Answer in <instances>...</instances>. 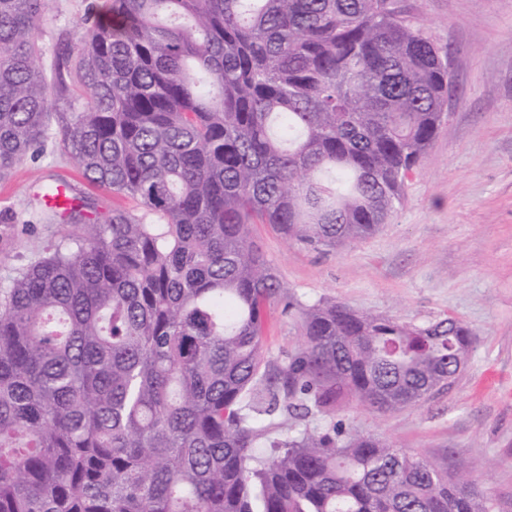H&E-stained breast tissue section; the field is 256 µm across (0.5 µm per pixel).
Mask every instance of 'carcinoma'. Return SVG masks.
<instances>
[{
  "mask_svg": "<svg viewBox=\"0 0 512 512\" xmlns=\"http://www.w3.org/2000/svg\"><path fill=\"white\" fill-rule=\"evenodd\" d=\"M48 0H0V179L60 143L92 218L0 288V512H508L471 475L337 423L417 405L456 375L459 321L295 301L250 239L364 240L402 204L445 117L449 56L393 0H105L52 73ZM296 310L288 362L265 311ZM303 341V330L297 314L285 311L283 304H272L268 311L264 336L266 358L271 362H280Z\"/></svg>",
  "mask_w": 512,
  "mask_h": 512,
  "instance_id": "1",
  "label": "carcinoma"
}]
</instances>
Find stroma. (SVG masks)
I'll use <instances>...</instances> for the list:
<instances>
[{
    "label": "stroma",
    "mask_w": 512,
    "mask_h": 512,
    "mask_svg": "<svg viewBox=\"0 0 512 512\" xmlns=\"http://www.w3.org/2000/svg\"><path fill=\"white\" fill-rule=\"evenodd\" d=\"M88 0H49L35 36L50 68ZM447 47L454 86L447 115L405 200L373 236L339 251H313L266 224L251 239L295 300H328L402 323L458 319L476 338L464 368L421 405L380 413L349 401L336 415L347 433L379 438L474 473L484 491L512 503V0H396ZM51 120L43 151L0 181V285L73 231L39 221L36 196L66 173L111 214V194L84 185L59 149ZM304 341L295 312L272 304L269 361Z\"/></svg>",
    "instance_id": "obj_1"
}]
</instances>
